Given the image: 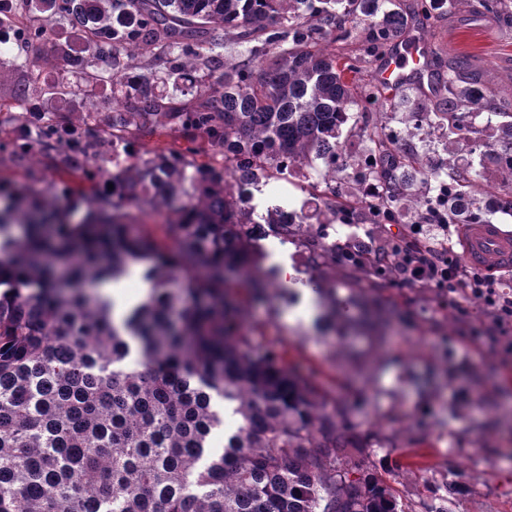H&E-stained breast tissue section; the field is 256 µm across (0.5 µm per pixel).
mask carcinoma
Returning a JSON list of instances; mask_svg holds the SVG:
<instances>
[{
  "label": "carcinoma",
  "mask_w": 512,
  "mask_h": 512,
  "mask_svg": "<svg viewBox=\"0 0 512 512\" xmlns=\"http://www.w3.org/2000/svg\"><path fill=\"white\" fill-rule=\"evenodd\" d=\"M18 2L0 7V30L21 44L53 35L27 24L42 4L82 48L61 56L52 81L13 56L11 102H0V512H406L367 462L365 449L386 438L360 430L346 399L326 410L308 375L248 339V303L229 279L241 273L257 298L278 279L261 268L248 224L303 248L317 269L336 256V244L301 230L303 210L273 199L257 216L252 201L261 175L320 160L324 223H350L360 195L336 153L346 154L359 84L329 44L358 32L391 49L407 16L381 0ZM480 5L512 23V0ZM212 29L261 55L224 61L204 49ZM73 76L110 94L45 118L43 103L76 92ZM445 105L424 99L412 111L495 112L512 153V112L477 75L448 67ZM466 130L448 131V162ZM171 133L183 145L143 143ZM366 139L382 190L368 221L395 224L400 206L425 205L397 177L419 152L376 128ZM422 174L475 199L468 170ZM133 264L149 293L117 321L98 287ZM309 285L317 326L336 329L335 295ZM356 301L382 324L392 315L374 294ZM485 408L482 432L499 420L494 400ZM227 411L238 426L218 445ZM461 476L448 470L444 502Z\"/></svg>",
  "instance_id": "cac0c4a2"
}]
</instances>
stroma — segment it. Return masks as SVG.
<instances>
[{"mask_svg":"<svg viewBox=\"0 0 512 512\" xmlns=\"http://www.w3.org/2000/svg\"><path fill=\"white\" fill-rule=\"evenodd\" d=\"M420 35L430 45L432 58L445 64L464 61L488 94L512 102L511 24L479 14L477 0H454L449 10L432 11ZM350 114L343 137L354 149H369L363 135L369 124L386 132L401 129L433 162L444 158V136L414 129L405 112L393 105L363 102ZM379 295L399 315L385 349H378L373 337L362 332L319 335L311 319L296 316L295 306L281 300L274 288L268 300L249 305L251 340L283 352L310 373L326 404L346 392L359 406L355 421L360 427L386 426L391 447L370 452V463L399 489L407 512L438 506V486L452 466L464 472L454 512H512V470H499L496 457L476 450L467 420L448 418L449 403L465 408L477 394L512 393V354L484 341L485 319L476 302H469L464 316L444 307L432 290L393 279L384 281ZM452 363L489 364L493 371L476 386L461 375H447ZM394 411L400 422H390ZM421 423L431 427L425 469L399 465L412 426ZM452 443L461 448L460 456L449 457Z\"/></svg>","mask_w":512,"mask_h":512,"instance_id":"35a3bbf8","label":"stroma"}]
</instances>
